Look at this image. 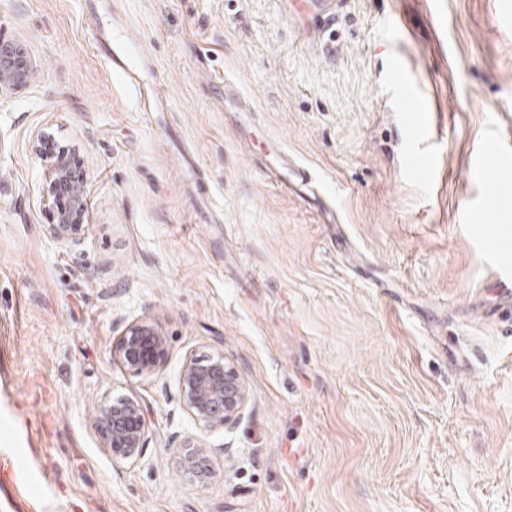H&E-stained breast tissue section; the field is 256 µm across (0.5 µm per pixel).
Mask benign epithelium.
Masks as SVG:
<instances>
[{"label": "benign epithelium", "mask_w": 512, "mask_h": 512, "mask_svg": "<svg viewBox=\"0 0 512 512\" xmlns=\"http://www.w3.org/2000/svg\"><path fill=\"white\" fill-rule=\"evenodd\" d=\"M34 67L20 44L0 41V94L29 85ZM47 186L42 202L49 205L48 184H67L72 205H87L85 185L68 181L65 160L42 161ZM47 234L58 247L73 250L82 246L89 235V225L72 224L66 214L48 225ZM165 345L164 336L147 324L129 326L114 349V357L133 375L157 371ZM178 400L183 409L205 430L234 429L250 407L251 395L245 368L236 360L217 351L205 358L188 356L179 375ZM102 447L116 459L136 462L149 446L152 433L141 401L126 396L102 408L94 420ZM188 470L197 471L199 451L205 445L194 439L184 444Z\"/></svg>", "instance_id": "1"}]
</instances>
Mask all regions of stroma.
<instances>
[{
	"label": "stroma",
	"mask_w": 512,
	"mask_h": 512,
	"mask_svg": "<svg viewBox=\"0 0 512 512\" xmlns=\"http://www.w3.org/2000/svg\"><path fill=\"white\" fill-rule=\"evenodd\" d=\"M88 8L0 0L35 65L0 95V457L36 512H512V165L477 164L490 132L512 150V0H96L157 65L154 118ZM39 131L87 174L77 253L46 237ZM281 159L310 184L274 183ZM133 323L166 339L158 374L112 357ZM217 351L252 396L230 432L178 401ZM126 395L134 464L93 427ZM102 447L112 458L137 462L152 439L141 401L126 396L102 408L94 420Z\"/></svg>",
	"instance_id": "35a3bbf8"
}]
</instances>
